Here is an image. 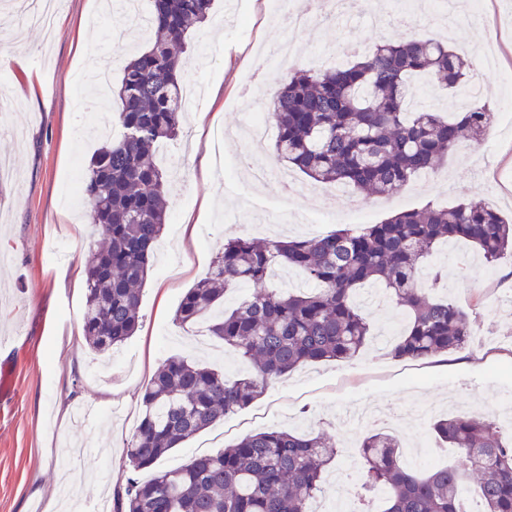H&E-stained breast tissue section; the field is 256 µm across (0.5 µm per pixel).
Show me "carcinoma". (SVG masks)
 Segmentation results:
<instances>
[{"mask_svg":"<svg viewBox=\"0 0 512 512\" xmlns=\"http://www.w3.org/2000/svg\"><path fill=\"white\" fill-rule=\"evenodd\" d=\"M212 2L152 0L146 25L155 40L123 67L112 99L122 138L101 147L83 176V198L101 237L85 264L83 334L96 356L139 328L141 286L167 212L156 149L178 135L186 40L207 20ZM420 74L450 89L469 80L464 59L431 37L384 42L356 62L293 73L264 103L277 130L278 160L318 183L386 196L433 169L463 140L481 142L493 124L484 107L452 119L409 108L417 91L411 78ZM455 239L470 241L493 262L512 251V219L481 202L428 204L359 231L268 243L225 240L206 276L183 296L175 322L184 327L210 319V335L249 361L253 372L229 381L182 357L163 361L126 440L128 469L156 466L302 365L354 359L372 336L355 301L361 288L382 290L404 310L392 357L428 360L464 349L473 339L468 314L419 287L434 247ZM279 265L298 270L312 289L271 287ZM244 283L257 286L256 293L225 311L226 294ZM494 429L477 415L434 420L432 435L456 450V461L427 470L407 463L395 434L365 436L355 480L368 495L381 494L370 512H472V492L479 512H512V441ZM337 455L336 436L323 430L248 434L181 468L146 480L128 477L117 488L115 512H310Z\"/></svg>","mask_w":512,"mask_h":512,"instance_id":"carcinoma-1","label":"carcinoma"}]
</instances>
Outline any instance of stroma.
<instances>
[{
  "instance_id": "1",
  "label": "stroma",
  "mask_w": 512,
  "mask_h": 512,
  "mask_svg": "<svg viewBox=\"0 0 512 512\" xmlns=\"http://www.w3.org/2000/svg\"><path fill=\"white\" fill-rule=\"evenodd\" d=\"M98 0H64L52 36L29 24L0 0V38L13 56L0 68V164L12 175L0 180V339L19 337L0 350V512H47L59 499L64 470L74 469V488L88 501L110 484L124 481L125 444L142 411L145 386L172 355L199 360L228 379L246 363L209 336L206 321L179 327L174 317L188 288L210 269L226 238L307 237L351 227L361 206L377 224L396 211L433 202L454 205L475 199L512 214V125L495 123L478 144L467 143L436 168L434 180L415 176L391 196L347 190L328 198L297 174L299 191L280 203L272 183L250 178L238 165L249 149L240 138L216 143L214 129L244 120L240 103L249 80L273 88L289 71L310 69L317 60L359 59L360 49L381 40L440 36L465 59L494 46L499 64L482 71L480 105L512 110V0H484L473 11L457 0L453 25H444L432 0H383L375 13L349 18L312 15L302 28L287 15L271 16L268 0H214L208 19L193 33L186 51V86L202 89L187 104L176 139L157 150L167 176L169 210L155 261L142 289L141 325L113 351L93 360L83 339L86 302L84 264L100 236L84 201L69 202L66 187H79L91 155L102 142L89 128L87 98L77 75L85 60H113L118 80L128 56L145 43L146 32L126 12L100 13ZM286 205V221L265 223L267 212ZM428 267L448 272L442 296L469 314L483 345L449 358L400 360L390 354L382 331L399 319L394 303L366 306L373 335L351 361L305 365L270 387L248 407L174 449L160 469L181 467L216 453L244 435L267 430L339 433L343 451H357L361 434L350 433L346 415L368 405L397 418L396 433L411 446L421 427L417 411L437 404L438 414L489 415L512 407V313L496 306L512 292V255L494 262L463 241L437 246Z\"/></svg>"
}]
</instances>
